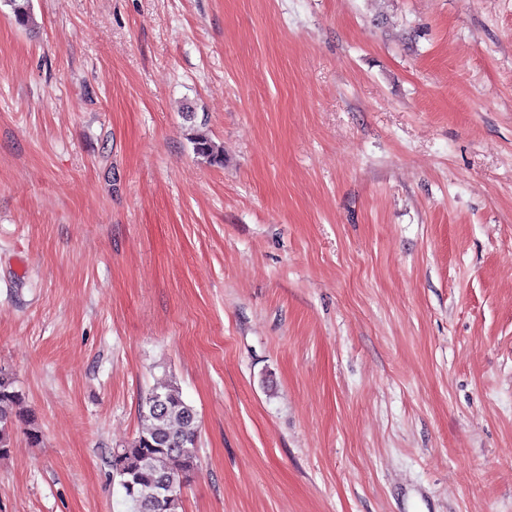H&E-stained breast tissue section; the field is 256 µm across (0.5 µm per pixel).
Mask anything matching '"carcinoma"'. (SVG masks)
Instances as JSON below:
<instances>
[{"mask_svg": "<svg viewBox=\"0 0 512 512\" xmlns=\"http://www.w3.org/2000/svg\"><path fill=\"white\" fill-rule=\"evenodd\" d=\"M18 24L33 21L29 0H7ZM196 154L220 161L216 145L204 134L192 138ZM160 395L162 405L153 404ZM140 428L128 445L109 453L112 477L132 504L133 512H179L182 488L190 482L197 461L200 431L196 410L176 385L148 391L139 404ZM24 428L29 439H39L25 396L12 374L0 367V456L10 451L12 435Z\"/></svg>", "mask_w": 512, "mask_h": 512, "instance_id": "1", "label": "carcinoma"}]
</instances>
